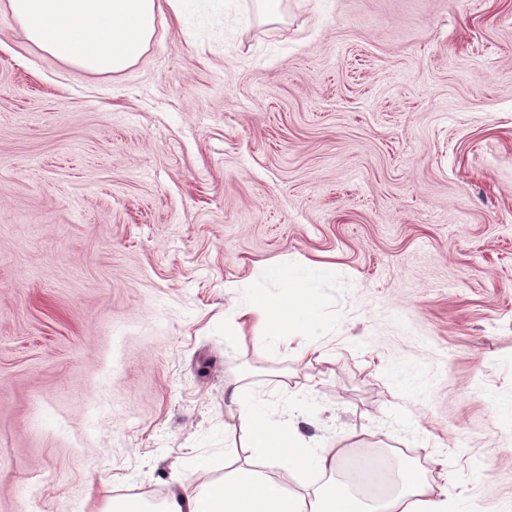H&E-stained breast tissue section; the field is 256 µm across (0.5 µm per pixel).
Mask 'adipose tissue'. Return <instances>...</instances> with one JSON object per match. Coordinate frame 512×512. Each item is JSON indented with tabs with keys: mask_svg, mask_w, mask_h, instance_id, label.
<instances>
[{
	"mask_svg": "<svg viewBox=\"0 0 512 512\" xmlns=\"http://www.w3.org/2000/svg\"><path fill=\"white\" fill-rule=\"evenodd\" d=\"M183 0H7L26 38L48 54L98 73H117L148 48L154 21L162 7L180 14ZM270 280L282 287L273 296L250 294L241 301L238 318L253 322L263 345L276 346L283 336H314L320 329L318 285L312 264L304 259L273 265ZM237 409L235 427L260 467H238L224 481L168 497L161 512H448L444 488L410 469H400L386 490H357L335 481L306 497L289 485L298 470L322 473L340 468L335 451L314 453L298 429L271 420L247 404L241 389L228 394Z\"/></svg>",
	"mask_w": 512,
	"mask_h": 512,
	"instance_id": "ef3b65f1",
	"label": "adipose tissue"
}]
</instances>
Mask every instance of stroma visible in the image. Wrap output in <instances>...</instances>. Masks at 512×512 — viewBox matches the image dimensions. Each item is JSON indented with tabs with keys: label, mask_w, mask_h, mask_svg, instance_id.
<instances>
[{
	"label": "stroma",
	"mask_w": 512,
	"mask_h": 512,
	"mask_svg": "<svg viewBox=\"0 0 512 512\" xmlns=\"http://www.w3.org/2000/svg\"><path fill=\"white\" fill-rule=\"evenodd\" d=\"M191 10L95 74L0 7V512L223 481L238 386L507 512L512 0ZM301 258L320 334L262 347L235 308Z\"/></svg>",
	"instance_id": "stroma-1"
}]
</instances>
